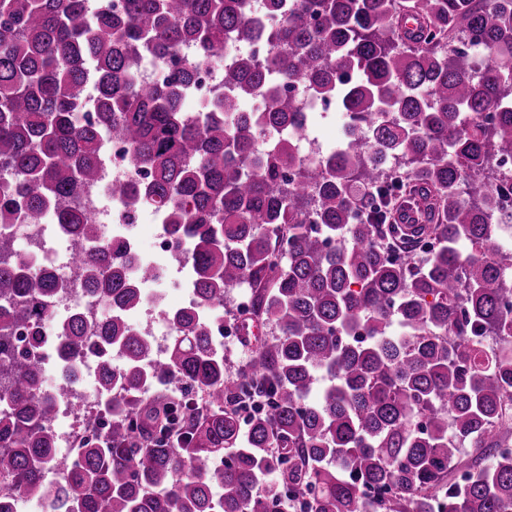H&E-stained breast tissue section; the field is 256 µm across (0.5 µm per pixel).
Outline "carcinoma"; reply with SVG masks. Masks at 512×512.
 Returning <instances> with one entry per match:
<instances>
[{
    "label": "carcinoma",
    "instance_id": "obj_1",
    "mask_svg": "<svg viewBox=\"0 0 512 512\" xmlns=\"http://www.w3.org/2000/svg\"><path fill=\"white\" fill-rule=\"evenodd\" d=\"M85 2L0 0V224L55 211L109 305L59 323L64 383L37 395L42 367L14 339L42 341L59 284L0 238V501L16 484L53 512H512V0H126L94 19ZM229 40L269 54L224 66L199 125L192 65L135 78L143 51L219 58ZM286 81L346 114L344 148L298 154ZM110 138L151 172L116 188L128 210L165 208L192 246L196 304L170 314L156 362L125 320L155 270L132 277L129 247L80 207ZM404 208L421 223H396ZM244 284L277 334L231 373L211 313ZM85 356L97 406L64 458L49 422ZM176 380L184 393L144 398ZM253 396L270 410L244 422Z\"/></svg>",
    "mask_w": 512,
    "mask_h": 512
}]
</instances>
